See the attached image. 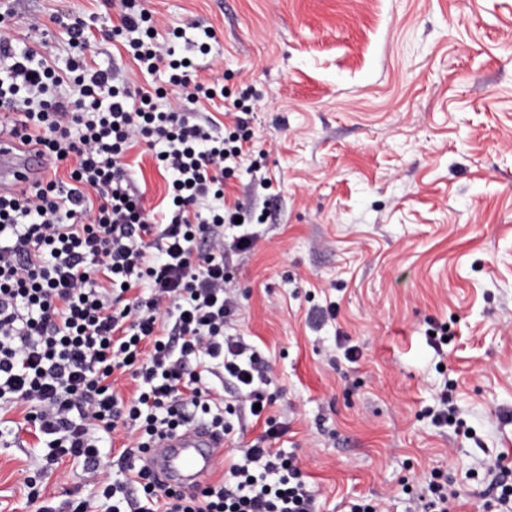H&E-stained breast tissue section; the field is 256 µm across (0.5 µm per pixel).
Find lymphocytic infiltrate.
Listing matches in <instances>:
<instances>
[{
  "instance_id": "f902f5d3",
  "label": "lymphocytic infiltrate",
  "mask_w": 512,
  "mask_h": 512,
  "mask_svg": "<svg viewBox=\"0 0 512 512\" xmlns=\"http://www.w3.org/2000/svg\"><path fill=\"white\" fill-rule=\"evenodd\" d=\"M120 23L108 31L140 73L163 70L174 101L109 70L71 61L70 78L32 52H16L0 80V134L72 162L68 180L50 174L20 194L0 196V408L25 406L48 452L40 475L69 458L96 475L102 458L95 430H123L112 458L124 473L106 485L108 512H318L317 496L295 456L268 447L282 430L259 391L258 355L228 335L238 305L224 257L254 245L249 234L225 242L240 208L225 202L224 178L251 156L247 107L229 128L196 122L203 101L224 93L223 79L199 80L177 56L181 35L155 32L145 0H119ZM156 148L170 177L163 220L144 205L125 161L136 143ZM140 385L129 398L114 373ZM231 386L266 429L221 479L180 492L136 463L152 442L197 422L229 437L237 404L203 386L205 375Z\"/></svg>"
}]
</instances>
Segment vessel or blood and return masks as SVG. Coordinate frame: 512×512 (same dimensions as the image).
<instances>
[{"instance_id": "vessel-or-blood-1", "label": "vessel or blood", "mask_w": 512, "mask_h": 512, "mask_svg": "<svg viewBox=\"0 0 512 512\" xmlns=\"http://www.w3.org/2000/svg\"><path fill=\"white\" fill-rule=\"evenodd\" d=\"M50 165L39 146L0 136V195L16 194L43 176ZM223 446V438L190 426L157 440L144 464L165 485H193L212 472Z\"/></svg>"}]
</instances>
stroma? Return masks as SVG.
<instances>
[{"mask_svg":"<svg viewBox=\"0 0 512 512\" xmlns=\"http://www.w3.org/2000/svg\"><path fill=\"white\" fill-rule=\"evenodd\" d=\"M160 26H180L202 79L224 98L203 115L251 111L256 169L226 179V200L264 214L248 251L226 258L236 330L266 370L273 447L297 456L319 512L368 500L406 512L405 484L440 476L454 512H489L498 467L512 468V0H151ZM0 34L58 72L84 57L142 77L105 33L106 0H14ZM85 24L73 49L66 23ZM127 160L145 209L166 180L146 145ZM335 305V317L316 311ZM447 324L437 347L427 330ZM356 348V361L345 356ZM449 387L457 422L429 411ZM20 410L0 414V512H34L27 481L46 453ZM111 467L88 478L63 461L44 497L95 500Z\"/></svg>","mask_w":512,"mask_h":512,"instance_id":"stroma-1","label":"stroma"}]
</instances>
